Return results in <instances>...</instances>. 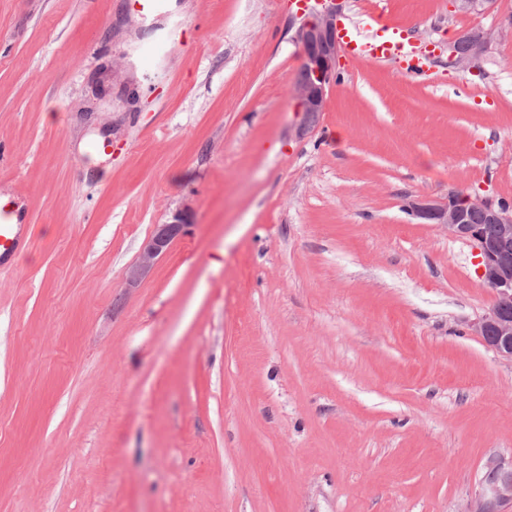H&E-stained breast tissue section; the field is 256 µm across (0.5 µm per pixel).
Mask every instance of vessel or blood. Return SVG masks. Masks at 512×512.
<instances>
[{"label":"vessel or blood","mask_w":512,"mask_h":512,"mask_svg":"<svg viewBox=\"0 0 512 512\" xmlns=\"http://www.w3.org/2000/svg\"><path fill=\"white\" fill-rule=\"evenodd\" d=\"M345 57L375 62L399 61L405 73H417L422 63L415 48L398 26L384 16L373 17L369 35L353 34L349 27L339 32ZM25 217L17 209L0 206V265L5 264L25 244Z\"/></svg>","instance_id":"b4317fda"}]
</instances>
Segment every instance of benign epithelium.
<instances>
[{"label": "benign epithelium", "instance_id": "1", "mask_svg": "<svg viewBox=\"0 0 512 512\" xmlns=\"http://www.w3.org/2000/svg\"><path fill=\"white\" fill-rule=\"evenodd\" d=\"M494 3L495 0H453L456 10L469 14H482ZM339 12L336 0H317L295 32L302 58L300 70L304 74L294 87L302 132L309 130L306 121L324 111L329 88L338 77L341 43L336 18ZM489 42L490 36L482 34L473 39L469 53L463 54L453 45L450 56L456 65L469 68L484 55ZM474 210L482 211L485 223L493 225V236L484 232L483 225L468 223V216ZM411 212L421 221L441 224L451 235L477 246L482 257L480 278L493 293L494 302L487 313L472 322L470 331L497 354L512 360V205L474 199L463 191H454L446 200L421 195L412 202ZM187 227L188 214L183 210L175 212L171 221L156 225L137 262L127 271V285L137 286ZM506 506L512 507V461L490 457L464 512H504Z\"/></svg>", "mask_w": 512, "mask_h": 512}]
</instances>
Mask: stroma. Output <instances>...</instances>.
I'll list each match as a JSON object with an SVG mask.
<instances>
[{"label": "stroma", "instance_id": "35a3bbf8", "mask_svg": "<svg viewBox=\"0 0 512 512\" xmlns=\"http://www.w3.org/2000/svg\"><path fill=\"white\" fill-rule=\"evenodd\" d=\"M160 2L0 0V199L29 234L0 269V512H463L512 457V361L468 329L479 251L409 207L512 203V0H341L430 69L340 59L304 135L289 0ZM113 63L135 104L94 100ZM490 36L481 34L472 41L470 52L467 54L460 53L455 43L449 48L450 56L454 63L463 68H470L476 59L482 57L488 49ZM188 225V214L183 210L176 211L171 221L156 225L137 262L127 271L129 287H135L142 281L156 261L167 253L172 242L186 232Z\"/></svg>", "mask_w": 512, "mask_h": 512}]
</instances>
